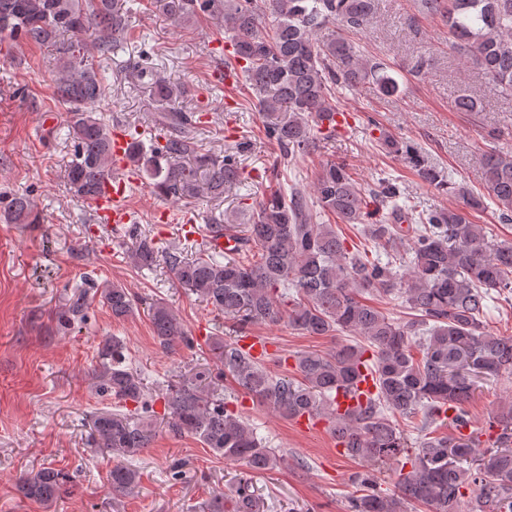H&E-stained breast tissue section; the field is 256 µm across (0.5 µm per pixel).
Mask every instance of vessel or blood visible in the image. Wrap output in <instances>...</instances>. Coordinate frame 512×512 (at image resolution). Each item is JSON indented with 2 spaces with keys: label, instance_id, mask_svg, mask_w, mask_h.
Here are the masks:
<instances>
[{
  "label": "vessel or blood",
  "instance_id": "1",
  "mask_svg": "<svg viewBox=\"0 0 512 512\" xmlns=\"http://www.w3.org/2000/svg\"><path fill=\"white\" fill-rule=\"evenodd\" d=\"M130 133V127L124 124L112 128V175L104 182L101 194L93 202L98 218L106 224L121 226L132 221L123 205L129 186L138 181V175L127 158Z\"/></svg>",
  "mask_w": 512,
  "mask_h": 512
}]
</instances>
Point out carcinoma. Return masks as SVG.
I'll return each instance as SVG.
<instances>
[{"mask_svg":"<svg viewBox=\"0 0 512 512\" xmlns=\"http://www.w3.org/2000/svg\"><path fill=\"white\" fill-rule=\"evenodd\" d=\"M152 5L174 26L203 15L229 31L233 61L225 66L244 73L265 133L286 166L307 152L320 115L336 111L334 91L376 96L398 91L396 79L332 29L338 23L362 30L372 18L373 0H152ZM420 6L448 22L450 48L466 68L512 95V0H420ZM127 13L126 0H0V36L56 44V97L69 107L67 132L74 143L66 182L86 201L94 200L112 175V127L95 111L107 85L89 51L107 57L126 34ZM268 16L274 18L272 31L262 36L259 29ZM129 66L150 99L163 106L157 122L167 130L164 142L148 146L136 135L129 161L138 175L167 200L224 197V190L241 182L240 167L234 157L198 144L199 115L175 106L185 88L161 77L143 54ZM383 144L423 183L449 189L463 206L420 211L392 180L367 190L346 163L330 161L321 165L313 194L294 183L288 194L263 196L250 224L212 217L199 227L204 239L234 237L238 248L231 255L211 253L202 243L190 256L177 247L162 252L133 226L129 257L136 266L164 261L183 288L241 331L286 319L309 336L349 331L364 338L332 354H298L295 378L269 373L236 339L218 340L215 367H198L170 389L164 425L170 434L192 435L214 455L254 473L284 464L286 458L217 393L218 382L229 377L286 419H327L337 445L350 457L376 463L407 457L410 470L399 475L391 493L375 489L370 471L359 474L363 493L352 497L349 512H405L410 503L460 512L470 493L469 512H512V401L480 432L467 430L471 420L465 411L478 382L512 379V335L493 334L485 325L489 301L512 300V242L489 237L473 222L487 199L501 219H512V154L482 153L486 193L474 195L426 164L412 141L387 136ZM7 210L13 224L40 223L27 195L13 196ZM330 215L363 225V236L378 244L385 258L349 248L336 225L325 221ZM364 293L401 301L406 319L367 303ZM95 302L116 320L133 316L140 304L124 285L88 278L68 298L58 321L69 329L84 323ZM149 311L162 347L194 345L168 305L155 302ZM98 355L96 393L134 409L95 412L89 443L107 458L112 493L126 495L138 486L133 461L156 437L158 417L141 375L126 365L120 340H103ZM367 375L374 392L366 402L336 413V394ZM392 414L420 418L421 432L438 422L450 432L425 437L411 450ZM68 483L63 471L43 466L22 475L17 489L50 507ZM269 509L246 480L206 504L207 512Z\"/></svg>","mask_w":512,"mask_h":512,"instance_id":"obj_1","label":"carcinoma"}]
</instances>
